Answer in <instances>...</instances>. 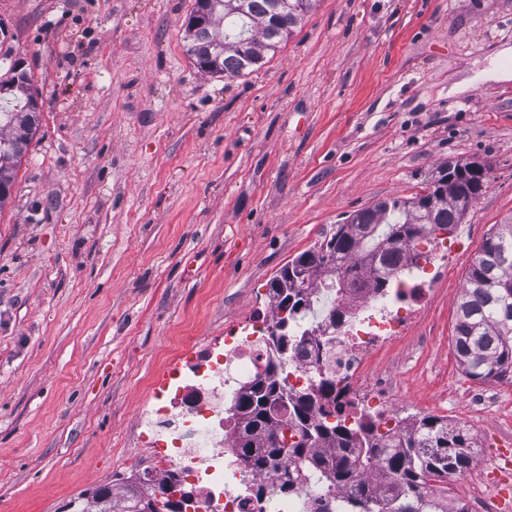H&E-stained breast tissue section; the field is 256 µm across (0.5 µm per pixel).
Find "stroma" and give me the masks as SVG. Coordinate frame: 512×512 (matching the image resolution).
I'll list each match as a JSON object with an SVG mask.
<instances>
[{"label": "stroma", "mask_w": 512, "mask_h": 512, "mask_svg": "<svg viewBox=\"0 0 512 512\" xmlns=\"http://www.w3.org/2000/svg\"><path fill=\"white\" fill-rule=\"evenodd\" d=\"M195 0H0L41 95L0 206V512H63L143 457L147 383L189 336L269 307L279 271L358 210L476 161L481 194L448 269L356 387L403 417L447 418L485 453L512 440V378L470 380L456 302L512 218V81L449 86L512 47V0H317L252 73L200 72ZM469 512L495 474L449 479Z\"/></svg>", "instance_id": "1"}]
</instances>
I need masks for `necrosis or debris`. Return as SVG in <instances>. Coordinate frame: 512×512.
<instances>
[{
	"mask_svg": "<svg viewBox=\"0 0 512 512\" xmlns=\"http://www.w3.org/2000/svg\"><path fill=\"white\" fill-rule=\"evenodd\" d=\"M448 257L435 250L423 263L403 261L395 268L391 293L365 294L340 303L348 324L326 353L341 401L351 402L353 379L371 354L400 337L406 318L444 273ZM274 311L250 320L246 328L230 323L223 345L197 346L187 339L182 353L156 383L153 401L141 425V444L148 450L149 470L158 480L177 475L196 488L195 512H312L324 498L339 501L341 490L314 485L300 497L281 502L271 495L250 492L242 473L227 465L233 455L229 409L243 386L264 367L266 335Z\"/></svg>",
	"mask_w": 512,
	"mask_h": 512,
	"instance_id": "4bbe7bcc",
	"label": "necrosis or debris"
}]
</instances>
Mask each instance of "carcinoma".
I'll list each match as a JSON object with an SVG mask.
<instances>
[{"label":"carcinoma","mask_w":512,"mask_h":512,"mask_svg":"<svg viewBox=\"0 0 512 512\" xmlns=\"http://www.w3.org/2000/svg\"><path fill=\"white\" fill-rule=\"evenodd\" d=\"M314 2L291 0L285 13L281 0H239L216 17L212 29L188 42L187 53L198 70L209 72L203 64L206 46L213 35L221 34L226 50L220 71L230 77L244 75L288 40ZM250 23L259 25V37L250 34ZM14 101L10 108L0 107V144L12 141L20 122H29L32 133L37 129L29 97L16 92ZM483 186L470 163L440 167L434 176L432 208L412 198H393L358 211L269 282L276 316L268 345L275 355L245 386L231 416L235 464L242 472L260 477L284 467L273 489L283 500L324 479L348 492L337 512H468L467 505L448 492V476L477 458L478 446L468 429L437 416L414 419L406 428L382 435L373 421L349 423L329 374L320 370L303 391L288 390V344L321 298L331 299L325 307L329 315L354 292L384 291L390 272L408 256L410 245L450 233L465 214L458 196H477ZM454 352L462 371L476 382L512 377V223L495 225L469 268L457 304ZM286 429L299 440L275 444L274 438L284 437ZM322 446L335 449V456L319 454ZM373 470L389 479L385 489L364 480ZM159 485L181 492L182 500L166 499L159 508L130 485L118 493L104 486L98 512H187L192 498L177 479Z\"/></svg>","instance_id":"carcinoma-1"}]
</instances>
